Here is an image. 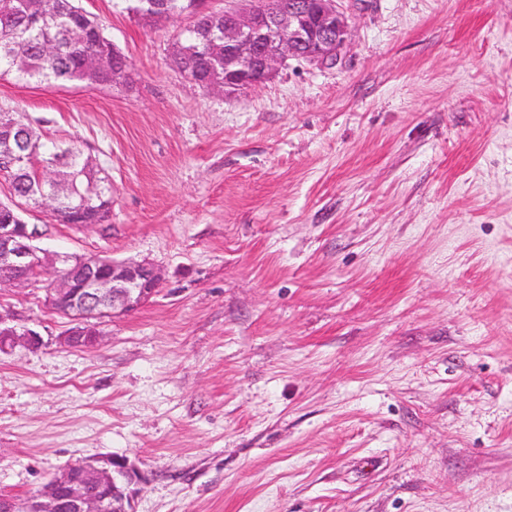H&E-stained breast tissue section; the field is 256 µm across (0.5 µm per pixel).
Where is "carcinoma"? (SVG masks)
Instances as JSON below:
<instances>
[{"label": "carcinoma", "mask_w": 512, "mask_h": 512, "mask_svg": "<svg viewBox=\"0 0 512 512\" xmlns=\"http://www.w3.org/2000/svg\"><path fill=\"white\" fill-rule=\"evenodd\" d=\"M194 0H129L128 10L154 25L171 15L186 12ZM29 0H0V71H16L18 77L40 82L85 81L84 62L97 54L115 51L99 23L79 4L70 2L69 10L62 9L61 0H38L44 17L40 25L27 20ZM75 25L88 29L89 35L82 42L66 38L67 30ZM55 40V53L45 55L41 47L46 39ZM179 44L188 50L176 54V63L186 76L195 77L205 72V61L196 51L198 37L186 28L180 33ZM86 157L78 147L57 151L44 146L34 162L17 169H5L0 177L9 189L22 194L39 195L50 190L48 183L40 180L39 167L52 164L59 182L66 185V193L57 199V221L73 223L74 212H82L83 224H102L112 210V188L87 167Z\"/></svg>", "instance_id": "carcinoma-1"}]
</instances>
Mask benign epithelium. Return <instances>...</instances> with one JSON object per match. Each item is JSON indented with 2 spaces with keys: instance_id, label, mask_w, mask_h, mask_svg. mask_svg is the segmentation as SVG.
Segmentation results:
<instances>
[{
  "instance_id": "7a95c632",
  "label": "benign epithelium",
  "mask_w": 512,
  "mask_h": 512,
  "mask_svg": "<svg viewBox=\"0 0 512 512\" xmlns=\"http://www.w3.org/2000/svg\"><path fill=\"white\" fill-rule=\"evenodd\" d=\"M214 0H195L189 27L208 29L206 51L224 74L197 79L206 90L230 93L271 79L279 68L296 59L333 67L347 45L348 17L342 0H237L220 12ZM23 144L0 155V165L20 166ZM32 210L27 198L13 196L0 206L11 218L0 222V288L52 273L45 304L75 322L61 343L88 349L100 336L92 320L134 310L151 298L162 276L154 266L137 261L63 255L50 259L36 242L45 225L28 224L21 213ZM144 477L126 457L107 456L71 465L22 499L1 496L0 512H134V500Z\"/></svg>"
}]
</instances>
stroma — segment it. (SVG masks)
I'll list each match as a JSON object with an SVG mask.
<instances>
[{"instance_id":"obj_1","label":"stroma","mask_w":512,"mask_h":512,"mask_svg":"<svg viewBox=\"0 0 512 512\" xmlns=\"http://www.w3.org/2000/svg\"><path fill=\"white\" fill-rule=\"evenodd\" d=\"M109 85L0 76V110L77 141L112 187L48 255L162 282L92 349L37 282L0 316V494L110 455L136 512H512V0H343L333 67L209 92L184 20L80 0Z\"/></svg>"}]
</instances>
